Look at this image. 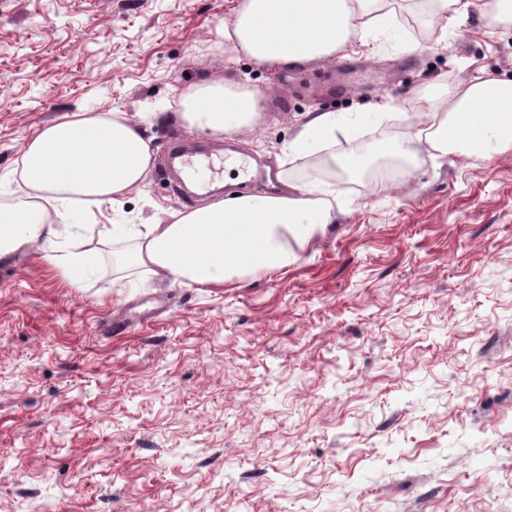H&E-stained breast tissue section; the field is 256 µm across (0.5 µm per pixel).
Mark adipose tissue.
<instances>
[{
	"label": "adipose tissue",
	"instance_id": "adipose-tissue-1",
	"mask_svg": "<svg viewBox=\"0 0 512 512\" xmlns=\"http://www.w3.org/2000/svg\"><path fill=\"white\" fill-rule=\"evenodd\" d=\"M376 0H241L233 20L219 31L224 51L259 65L294 68L346 52L354 40L388 26ZM180 119L212 135L252 129L262 96L248 84L203 80L180 96ZM409 109L427 126L431 148L488 153L492 143L512 146V80L476 76L436 104ZM398 113L376 110L349 116L318 112L288 143L299 158L336 135L352 136L371 120L392 123ZM153 160L141 121L123 112L64 115L36 130L21 157L27 189L22 210L0 207V259L31 244L67 282L93 274L96 254L76 247L82 227L56 224L47 200L68 205L71 197L104 203L141 189ZM336 185L323 169L279 195L232 193L150 224H102L100 244L131 238L126 259L153 279L206 286L261 275L294 262L333 221Z\"/></svg>",
	"mask_w": 512,
	"mask_h": 512
}]
</instances>
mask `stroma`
Returning a JSON list of instances; mask_svg holds the SVG:
<instances>
[{"instance_id": "stroma-1", "label": "stroma", "mask_w": 512, "mask_h": 512, "mask_svg": "<svg viewBox=\"0 0 512 512\" xmlns=\"http://www.w3.org/2000/svg\"><path fill=\"white\" fill-rule=\"evenodd\" d=\"M440 33L430 0H396L388 36L297 68L230 57L239 0H0V205L27 200L30 135L64 115L169 106L202 79L267 95L255 131L148 126L140 193L73 209L150 223L215 194L282 190V160L315 112L438 101L478 71L512 80V24L485 0ZM407 123L337 138L368 178L288 268L161 284L100 247L74 286L38 247L0 259V512H512V149L383 160ZM205 193L165 179L170 143ZM142 315L122 337L113 319Z\"/></svg>"}]
</instances>
